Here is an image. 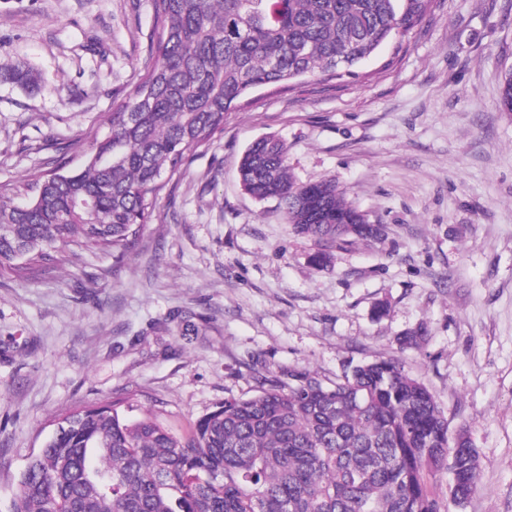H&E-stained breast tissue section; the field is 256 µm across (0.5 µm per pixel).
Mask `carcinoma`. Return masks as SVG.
I'll return each instance as SVG.
<instances>
[{"instance_id":"1","label":"carcinoma","mask_w":512,"mask_h":512,"mask_svg":"<svg viewBox=\"0 0 512 512\" xmlns=\"http://www.w3.org/2000/svg\"><path fill=\"white\" fill-rule=\"evenodd\" d=\"M434 0H152L156 60L107 117L79 172H39L22 205L0 199V268L23 278L77 250L124 258L151 221L162 175L180 169L254 86L357 77L404 41ZM13 83L40 78L17 68ZM497 107L512 115V74ZM244 190L277 199L318 243L371 240L364 213L331 180L298 183L288 148L265 136L244 151ZM352 224L341 236L336 225ZM450 473V501L429 477ZM476 448L448 437L433 394L395 357L335 379L288 381L224 399L186 436L132 419L119 403L77 409L21 471L10 512H451L479 483Z\"/></svg>"}]
</instances>
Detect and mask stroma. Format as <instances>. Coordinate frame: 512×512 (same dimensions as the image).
<instances>
[{"mask_svg": "<svg viewBox=\"0 0 512 512\" xmlns=\"http://www.w3.org/2000/svg\"><path fill=\"white\" fill-rule=\"evenodd\" d=\"M152 30L151 0H0V192L83 168L151 62ZM22 63L40 90L2 80ZM359 72L252 92L164 174L123 260L80 250L34 280L0 271V512L73 408L116 400L183 435L257 376L332 379L390 356L479 452L478 488L453 512H512V116L496 107L512 0H434ZM264 136L382 239L327 249L247 194L238 163ZM416 329L422 343L401 347Z\"/></svg>", "mask_w": 512, "mask_h": 512, "instance_id": "obj_1", "label": "stroma"}]
</instances>
